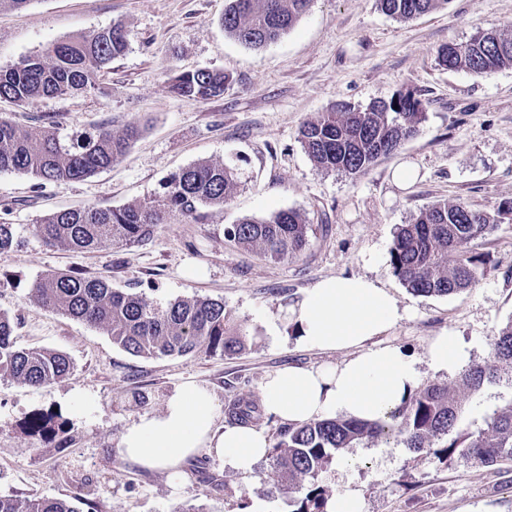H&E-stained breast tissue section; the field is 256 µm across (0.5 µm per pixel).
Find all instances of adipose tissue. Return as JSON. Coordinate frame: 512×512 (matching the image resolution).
I'll return each mask as SVG.
<instances>
[{"mask_svg": "<svg viewBox=\"0 0 512 512\" xmlns=\"http://www.w3.org/2000/svg\"><path fill=\"white\" fill-rule=\"evenodd\" d=\"M300 343L323 352L348 350L337 364L288 365L264 380L265 414L304 423L344 414L378 420L400 406L417 386L416 361L402 348L377 338L403 317L397 300L376 281L337 276L319 281L290 310ZM220 407L206 387L190 383L176 390L161 413L136 419L119 441L126 461L146 470L167 471L180 484L185 465L208 454L222 467L247 476L268 453L264 429L218 425Z\"/></svg>", "mask_w": 512, "mask_h": 512, "instance_id": "obj_1", "label": "adipose tissue"}]
</instances>
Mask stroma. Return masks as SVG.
Listing matches in <instances>:
<instances>
[{"label":"stroma","instance_id":"stroma-1","mask_svg":"<svg viewBox=\"0 0 512 512\" xmlns=\"http://www.w3.org/2000/svg\"><path fill=\"white\" fill-rule=\"evenodd\" d=\"M226 0H32L0 11V68L42 54L52 43L123 25L128 48L84 93L26 105L0 102L19 130L38 132L52 117L65 128L103 125L142 132L112 167L81 180L38 184L0 173V218L16 242L0 251V311L14 321L20 347L59 350L72 374L46 387L0 375V495L81 498L97 512H293L276 490L269 462L242 477L200 455L180 487L162 472L126 461L118 442L143 414L160 413L188 383L221 406L259 401L261 385L289 365L340 363L343 351L303 347L283 315L317 282L340 275L374 279L397 300L402 319L384 344L417 360L421 384L455 380L488 361L499 330L512 321V214L471 242L486 254L477 283L450 296H420L390 263L394 231L439 202L496 212L512 204V67L488 76L451 71L438 61L448 43L479 30H512V0H449L404 21L377 0H314L276 43L256 50L227 36ZM211 68L229 77L223 95L199 100L172 93L174 73ZM413 91L425 104L419 132L365 173L319 171L299 141L304 122L345 103L364 107ZM235 165L240 186L203 219L155 226L149 241L77 251L47 246L33 231L51 211L120 208L153 198L172 173L195 162ZM304 213L314 233L295 259L273 261L237 247L226 226L283 210ZM55 270L108 276L114 288L163 306L180 298L223 302L248 335L233 356L135 357L102 329L35 305V281ZM456 336L457 364L435 369L431 341ZM512 402V385L485 384L463 406L461 428H486ZM64 424L67 439L36 433L33 416ZM322 476L332 492L359 490L361 512H512V466L478 467L460 456H416L397 439L363 440Z\"/></svg>","mask_w":512,"mask_h":512}]
</instances>
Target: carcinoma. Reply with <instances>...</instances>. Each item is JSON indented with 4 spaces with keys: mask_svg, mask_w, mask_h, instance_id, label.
Here are the masks:
<instances>
[{
    "mask_svg": "<svg viewBox=\"0 0 512 512\" xmlns=\"http://www.w3.org/2000/svg\"><path fill=\"white\" fill-rule=\"evenodd\" d=\"M313 0H228L224 32L253 48H264L288 32ZM389 16L412 20L448 0H378ZM123 26L77 35L51 44L41 55L0 68V100L24 104L84 92L95 87V75L124 54ZM441 65L484 77L512 66V34L479 32L469 41L440 48ZM229 76L207 68L182 72L171 89L181 96L210 99L224 94ZM422 101L413 93L375 101L364 108L342 106L308 120L300 142L315 166L326 172L360 174L380 157L395 152L419 131ZM140 133L137 125L116 137L105 126L67 131L54 120L33 135L0 117V172L27 174L43 183L80 180L107 169L127 151ZM239 187L236 168L199 161L171 174L154 198L121 208L88 207L41 216L33 232L49 246L73 250L121 247L148 240L153 228L171 217L197 219L205 208H222ZM497 212L474 210L463 203L434 204L410 224L400 225L390 250L395 275L412 293L448 296L476 284L485 264L467 244L499 222ZM312 225L297 210H279L264 218H244L225 228V237L262 256L280 261L299 254L309 242ZM34 304L56 314L100 328L112 343L132 356L157 358L204 352L234 355L245 347L244 334L230 325L224 303L201 298L179 299L165 307L149 305L142 295L112 288L106 276L54 271L31 290ZM11 319L0 313V374L16 382L44 387L67 378L70 358L48 348H18ZM505 379L512 384V321L495 336L492 362L475 365L448 383H432L413 393L402 406L379 421L335 417L290 424L270 452L278 472V489L296 504L294 512H325L330 490L320 481L336 456L373 438H403L407 447L430 453L439 449L459 454L471 464L496 469L512 463V402L494 413L487 428L460 430L466 398L486 383ZM262 411L251 401L236 400L228 409L233 424L253 423ZM0 512H81L71 501L25 499L0 495Z\"/></svg>",
    "mask_w": 512,
    "mask_h": 512,
    "instance_id": "cac0c4a2",
    "label": "carcinoma"
}]
</instances>
